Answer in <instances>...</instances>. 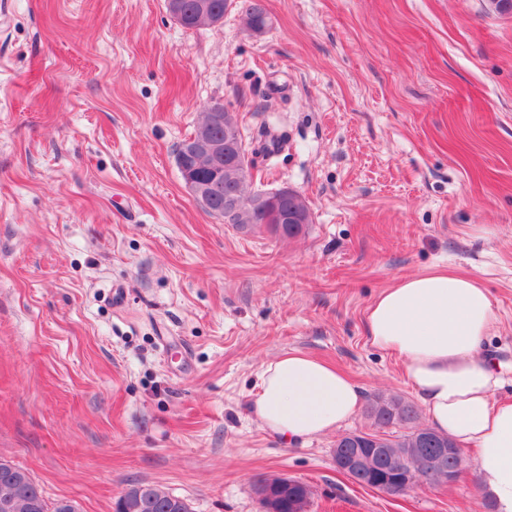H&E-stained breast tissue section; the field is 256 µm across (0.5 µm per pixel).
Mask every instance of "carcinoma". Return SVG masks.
<instances>
[{
  "label": "carcinoma",
  "instance_id": "obj_1",
  "mask_svg": "<svg viewBox=\"0 0 512 512\" xmlns=\"http://www.w3.org/2000/svg\"><path fill=\"white\" fill-rule=\"evenodd\" d=\"M230 0H180L178 23L185 29L194 25L200 7H205L218 19L224 13ZM247 24L262 33L271 23V18L262 0H249L246 9ZM206 181L213 183L210 193V207L224 210L228 199L236 202L234 223L245 226L253 219L254 193L249 190L248 179L230 181L225 176L206 166L199 170ZM367 417L378 429L400 426L404 432L398 436L384 434V448H397L407 455L412 448L420 447L419 439L425 429L420 424L418 409L401 398L376 396L366 407ZM0 512H80L77 503L68 498L49 499L32 474L24 467L10 460L0 458ZM116 512H192L189 502L161 487L133 481L117 499Z\"/></svg>",
  "mask_w": 512,
  "mask_h": 512
}]
</instances>
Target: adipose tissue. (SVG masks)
Masks as SVG:
<instances>
[{"instance_id": "1", "label": "adipose tissue", "mask_w": 512, "mask_h": 512, "mask_svg": "<svg viewBox=\"0 0 512 512\" xmlns=\"http://www.w3.org/2000/svg\"><path fill=\"white\" fill-rule=\"evenodd\" d=\"M497 317L489 292L468 275L438 270L405 277L382 291L367 318L376 348L397 354L436 430L473 451L483 494L496 512H512V402L497 397L505 378L481 343ZM361 391L337 368L288 352L265 364L252 411L288 442L343 426Z\"/></svg>"}]
</instances>
